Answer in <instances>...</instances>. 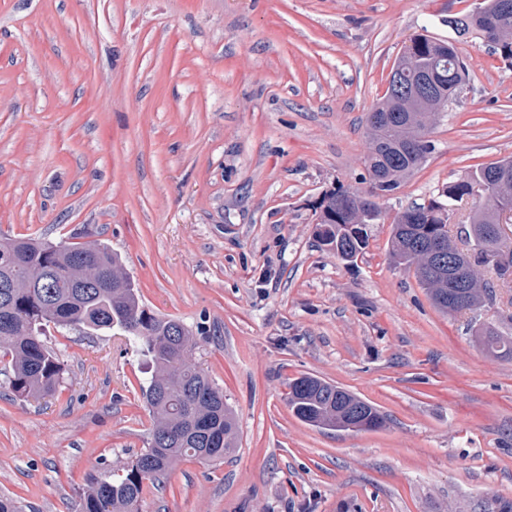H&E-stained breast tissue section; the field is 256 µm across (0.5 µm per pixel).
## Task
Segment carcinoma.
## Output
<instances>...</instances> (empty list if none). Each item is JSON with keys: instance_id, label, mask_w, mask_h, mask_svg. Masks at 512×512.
<instances>
[{"instance_id": "1", "label": "carcinoma", "mask_w": 512, "mask_h": 512, "mask_svg": "<svg viewBox=\"0 0 512 512\" xmlns=\"http://www.w3.org/2000/svg\"><path fill=\"white\" fill-rule=\"evenodd\" d=\"M502 0H484V13H468L456 20L457 28L475 34L494 53L512 59V14L499 22ZM437 65L441 70L442 97L413 100L388 81L383 95L367 116L368 151L364 160L368 187L364 191L338 188L318 204L317 237L337 250L339 237L351 240L358 254L368 243L367 225L382 219L378 200L395 194L435 150L428 139L431 111L447 106L466 81V66L450 41L416 35L404 47L395 65L413 76ZM485 193L465 226L469 245L466 257L493 274L467 288L451 278L429 279L426 268L439 261L457 260L456 244L442 256L430 244L448 236V218L442 210L471 194L474 184ZM512 214V176L501 181L490 166L472 168L443 187L440 199L406 210L392 224L390 254L409 269L427 289L441 312L454 315L473 310L493 298L494 288H512V225L501 218ZM105 280L90 281L91 267ZM54 326L93 331L117 329L140 347L150 368L142 395L153 416L147 448L122 472L93 480L81 498L80 512H141V503L157 478L183 460L212 463L224 460L234 447L236 426L224 392L192 360L196 332L181 320L158 315L142 303L138 288L118 254L98 242H51L39 236L0 237V357L7 359L4 373L12 394L39 400L62 383L64 365L43 340ZM490 356H512V336L492 326L475 331ZM288 407L311 426L333 431H371L384 425L381 413L348 390L315 376H301L289 384Z\"/></svg>"}]
</instances>
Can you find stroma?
I'll list each match as a JSON object with an SVG mask.
<instances>
[{"label":"stroma","instance_id":"obj_1","mask_svg":"<svg viewBox=\"0 0 512 512\" xmlns=\"http://www.w3.org/2000/svg\"><path fill=\"white\" fill-rule=\"evenodd\" d=\"M477 0H0V233L97 241L143 303L205 328L224 392L223 463L177 464L142 512H512V290L450 316L389 254L394 219L512 156V61L448 20ZM456 41L469 80L431 122L427 162L368 225L355 262L315 208L364 189L366 118L411 37ZM56 394L0 375V492L79 512L93 477L147 446L144 359L112 331L50 330ZM308 374L372 403L373 431L306 424ZM478 336L479 343L483 350L490 356L501 357L507 355L512 356V334L503 335L495 327L483 326L475 331Z\"/></svg>","mask_w":512,"mask_h":512}]
</instances>
